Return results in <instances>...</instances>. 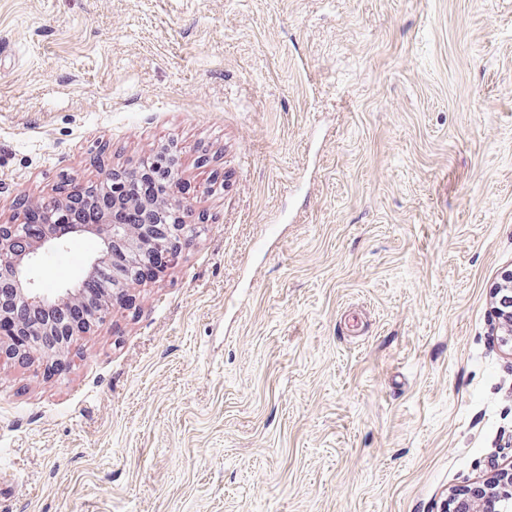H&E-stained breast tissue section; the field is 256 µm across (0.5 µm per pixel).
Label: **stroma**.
<instances>
[{
  "label": "stroma",
  "mask_w": 512,
  "mask_h": 512,
  "mask_svg": "<svg viewBox=\"0 0 512 512\" xmlns=\"http://www.w3.org/2000/svg\"><path fill=\"white\" fill-rule=\"evenodd\" d=\"M164 145L202 231L0 360V512H441L512 461V0H0V222ZM503 284L496 288V293L501 295L498 300V306H495V314L503 328L505 329L504 342L506 345L510 342V351L512 349V270L504 274Z\"/></svg>",
  "instance_id": "1"
}]
</instances>
